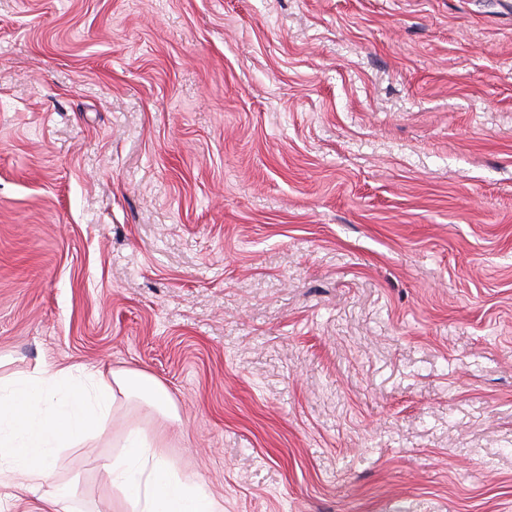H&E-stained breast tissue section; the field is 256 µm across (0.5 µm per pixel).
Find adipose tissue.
I'll list each match as a JSON object with an SVG mask.
<instances>
[{"label":"adipose tissue","instance_id":"adipose-tissue-1","mask_svg":"<svg viewBox=\"0 0 512 512\" xmlns=\"http://www.w3.org/2000/svg\"><path fill=\"white\" fill-rule=\"evenodd\" d=\"M69 369L44 368L30 379L0 383V488L11 498L42 492L41 512H61L65 494L46 489L50 452L94 432L111 415L118 396L141 394L148 408L170 410L167 389L137 370L95 371L83 390L69 388ZM126 452L105 463L113 485L124 490L132 512H223L137 431Z\"/></svg>","mask_w":512,"mask_h":512}]
</instances>
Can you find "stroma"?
Wrapping results in <instances>:
<instances>
[{
    "label": "stroma",
    "mask_w": 512,
    "mask_h": 512,
    "mask_svg": "<svg viewBox=\"0 0 512 512\" xmlns=\"http://www.w3.org/2000/svg\"><path fill=\"white\" fill-rule=\"evenodd\" d=\"M145 372L224 512H512V0H0V379Z\"/></svg>",
    "instance_id": "obj_1"
}]
</instances>
